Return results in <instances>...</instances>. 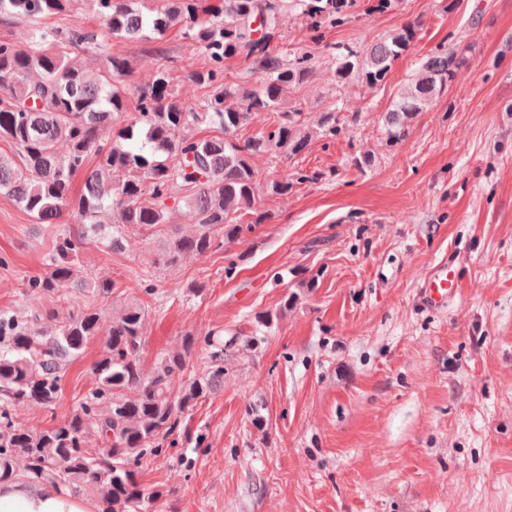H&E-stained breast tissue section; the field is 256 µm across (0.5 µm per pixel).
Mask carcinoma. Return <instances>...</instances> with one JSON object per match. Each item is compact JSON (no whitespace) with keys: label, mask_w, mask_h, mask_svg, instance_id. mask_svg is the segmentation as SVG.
Returning <instances> with one entry per match:
<instances>
[{"label":"carcinoma","mask_w":512,"mask_h":512,"mask_svg":"<svg viewBox=\"0 0 512 512\" xmlns=\"http://www.w3.org/2000/svg\"><path fill=\"white\" fill-rule=\"evenodd\" d=\"M73 2L0 0L1 25L22 20L31 30L25 49L0 39V142L13 149L0 151V193L36 224L60 223L69 206L77 220L56 233L48 271L28 279L33 297L76 287L73 266L83 244L117 252L129 229L166 223L171 198L184 205L194 230H170L154 263L174 265L239 240L252 229L241 217L258 190L250 157L295 156L313 139L336 135V111L324 113L309 130L301 109L284 107L291 90L313 75L309 56L269 53L268 38L286 0H220L208 7L205 0H85L103 24L100 31L72 19ZM333 2L292 0L317 27L340 21L351 8ZM48 15L68 21L44 28L41 19ZM172 30L207 60L205 68L188 75L205 89L195 106L175 94L172 57H163L152 81L132 88L129 61L110 51L113 39L159 45ZM417 37L418 25L409 23L367 47H336L337 81L357 73L367 88L378 86ZM91 46L102 56L97 69L86 67L79 56ZM235 56L245 71L262 70L259 87L247 90L224 79V60ZM467 70L456 46L427 56L419 75L386 112L387 137L404 140L409 124ZM29 101L34 105L27 106ZM129 112L132 120L120 125ZM255 112L275 114L274 129L236 138ZM201 124L218 127L222 135L200 136ZM79 173L84 184L75 197L71 187ZM109 214L114 221L105 220ZM111 290L113 285L96 282L84 307L50 336L0 312V483L49 482L73 496L93 495L105 512H137L152 494L141 488L133 465L159 451L181 415L221 390L224 349L236 345L237 337L188 332L182 351L161 356L147 370L141 362L147 311L130 297L121 315L105 324L99 300ZM100 335L104 350L93 367L98 386L81 410L39 431L15 423L11 410L18 403L56 409L67 365ZM94 434L107 444L98 453L87 448Z\"/></svg>","instance_id":"carcinoma-1"}]
</instances>
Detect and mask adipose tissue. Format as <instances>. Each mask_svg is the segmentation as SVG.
<instances>
[{"instance_id": "ef3b65f1", "label": "adipose tissue", "mask_w": 512, "mask_h": 512, "mask_svg": "<svg viewBox=\"0 0 512 512\" xmlns=\"http://www.w3.org/2000/svg\"><path fill=\"white\" fill-rule=\"evenodd\" d=\"M0 512H90L79 498L50 483L14 481L0 484Z\"/></svg>"}]
</instances>
